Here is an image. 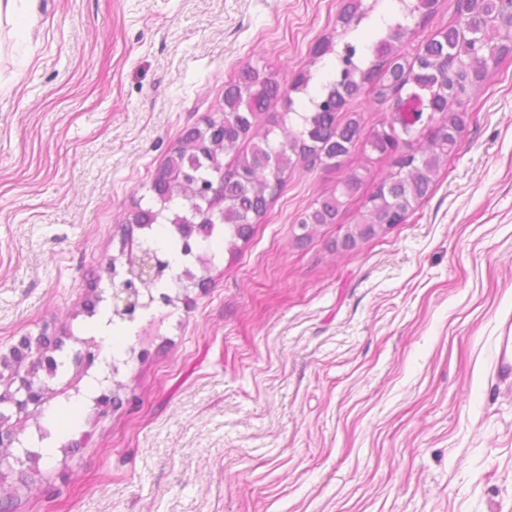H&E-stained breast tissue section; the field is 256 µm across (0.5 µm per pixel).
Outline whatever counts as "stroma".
<instances>
[{"mask_svg": "<svg viewBox=\"0 0 512 512\" xmlns=\"http://www.w3.org/2000/svg\"><path fill=\"white\" fill-rule=\"evenodd\" d=\"M345 0H29L0 47V353L41 329L85 386L113 341L85 304L124 277L122 226L239 70L291 83ZM439 0L401 51L455 21ZM433 191L356 248L362 198L297 242L308 207L388 158L298 166L237 252L173 284L119 366L115 404L63 414L12 512H512V64L473 96ZM496 374L500 379L512 380V320L504 321L500 328Z\"/></svg>", "mask_w": 512, "mask_h": 512, "instance_id": "35a3bbf8", "label": "stroma"}]
</instances>
